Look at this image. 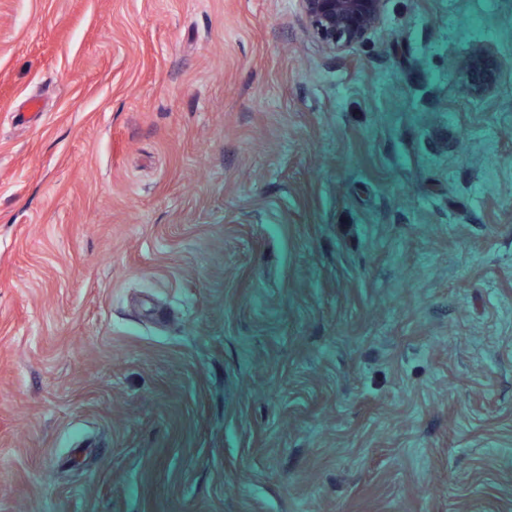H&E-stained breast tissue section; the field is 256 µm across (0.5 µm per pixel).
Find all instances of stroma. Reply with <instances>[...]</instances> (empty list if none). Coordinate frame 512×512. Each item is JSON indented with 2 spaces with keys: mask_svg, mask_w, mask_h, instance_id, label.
<instances>
[{
  "mask_svg": "<svg viewBox=\"0 0 512 512\" xmlns=\"http://www.w3.org/2000/svg\"><path fill=\"white\" fill-rule=\"evenodd\" d=\"M0 512H512V0H0ZM310 27L330 53L344 54L380 22L384 0H297ZM500 66V62L496 58L491 48H486L477 52L471 60L470 66L466 73V82L469 83L471 90L474 92L487 91L495 80V75ZM478 71L482 74V79L472 81L470 74Z\"/></svg>",
  "mask_w": 512,
  "mask_h": 512,
  "instance_id": "35a3bbf8",
  "label": "stroma"
}]
</instances>
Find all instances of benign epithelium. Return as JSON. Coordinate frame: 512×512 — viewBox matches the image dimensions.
I'll return each mask as SVG.
<instances>
[{"mask_svg":"<svg viewBox=\"0 0 512 512\" xmlns=\"http://www.w3.org/2000/svg\"><path fill=\"white\" fill-rule=\"evenodd\" d=\"M310 27L330 53L344 54L360 43L380 22L384 0H297ZM500 66L490 48L477 52L468 72L478 71L482 79L466 78L471 90L484 92L495 80Z\"/></svg>","mask_w":512,"mask_h":512,"instance_id":"7a95c632","label":"benign epithelium"}]
</instances>
